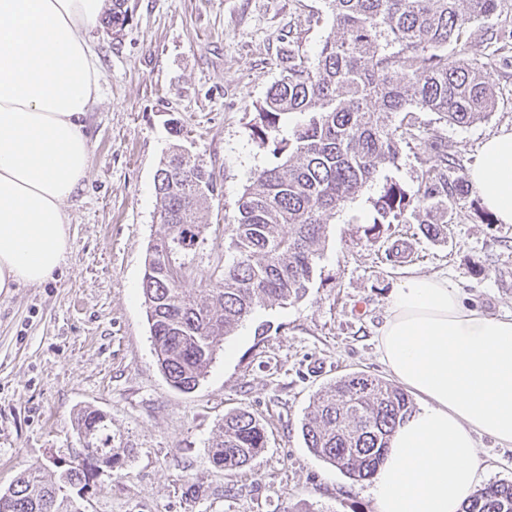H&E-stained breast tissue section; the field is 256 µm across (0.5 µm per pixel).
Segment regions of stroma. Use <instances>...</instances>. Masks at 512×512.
<instances>
[{
    "mask_svg": "<svg viewBox=\"0 0 512 512\" xmlns=\"http://www.w3.org/2000/svg\"><path fill=\"white\" fill-rule=\"evenodd\" d=\"M331 31L325 0H129L119 33L94 30L102 76L86 118L87 176L66 203L69 249L44 284L0 294V492L30 465L51 469L81 448L74 420L90 406L108 415L113 447L131 458L98 478L83 512H375L370 482L315 456L302 421L337 376L387 378L375 336L405 278L445 276L472 307L512 312V224L497 223L477 193L449 216L446 240L408 235L403 224L374 242L363 235L383 180L415 192L434 142H448L467 170L487 138L512 130V0L467 30L468 61L497 94L490 116L456 126L409 112L420 137L328 217L308 295L257 309L193 391L160 372L141 294L147 248L163 231L154 189L163 155L180 142L213 171L219 194L192 266L223 265L224 217L274 161L251 135L257 110L288 56L315 58ZM396 240L410 260H386ZM240 409L264 423L267 445L227 472L209 449L225 414Z\"/></svg>",
    "mask_w": 512,
    "mask_h": 512,
    "instance_id": "35a3bbf8",
    "label": "stroma"
}]
</instances>
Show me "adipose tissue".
Here are the masks:
<instances>
[{"instance_id": "1", "label": "adipose tissue", "mask_w": 512, "mask_h": 512, "mask_svg": "<svg viewBox=\"0 0 512 512\" xmlns=\"http://www.w3.org/2000/svg\"><path fill=\"white\" fill-rule=\"evenodd\" d=\"M103 8L0 0V294L46 281L69 247L64 203L89 167ZM468 180L512 224V131L483 143ZM377 354L421 405L373 477L376 512H459L488 474L480 438L512 447V312L472 308L448 278L413 275L388 296Z\"/></svg>"}]
</instances>
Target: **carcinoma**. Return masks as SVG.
I'll return each mask as SVG.
<instances>
[{"label":"carcinoma","instance_id":"obj_1","mask_svg":"<svg viewBox=\"0 0 512 512\" xmlns=\"http://www.w3.org/2000/svg\"><path fill=\"white\" fill-rule=\"evenodd\" d=\"M333 32L316 58L288 61L268 91L252 135L279 159L253 176L224 217V265L198 274L205 298L191 295L186 258L204 244L203 203L217 184L204 161L180 144L161 161L154 178L164 235L148 250L142 295L157 364L175 389L189 392L215 359L220 342L259 307L303 298L326 241L327 216L394 165L400 144L416 139L410 122L389 118L416 106L447 123L468 126L490 114L496 92L481 70L448 59V44L471 51L469 25L498 11L501 0H327ZM127 0H110L102 22L120 31ZM305 113L292 127L283 118ZM448 144L435 143L422 159L419 188L383 186L379 219L364 229L377 240L384 224L416 221L423 235L448 238V209L471 193L463 175L450 177ZM415 412L401 388L362 372L342 375L313 396L302 423L306 446L355 482L366 481L384 462L390 438ZM75 429L89 454L117 461L127 449L112 447L107 414L87 408ZM266 447L265 426L252 413L224 416L210 454L226 470L245 467ZM87 486L82 463L58 476L29 467L11 485L9 512H78L63 492ZM461 512H512V482L473 491Z\"/></svg>","mask_w":512,"mask_h":512}]
</instances>
